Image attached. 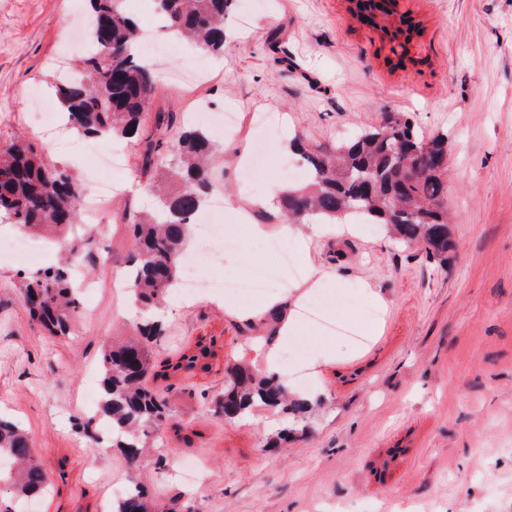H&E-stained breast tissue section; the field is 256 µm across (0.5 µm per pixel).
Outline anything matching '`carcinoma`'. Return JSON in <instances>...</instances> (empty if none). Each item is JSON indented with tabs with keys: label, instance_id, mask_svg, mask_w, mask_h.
Returning a JSON list of instances; mask_svg holds the SVG:
<instances>
[{
	"label": "carcinoma",
	"instance_id": "cac0c4a2",
	"mask_svg": "<svg viewBox=\"0 0 512 512\" xmlns=\"http://www.w3.org/2000/svg\"><path fill=\"white\" fill-rule=\"evenodd\" d=\"M167 38L190 39L200 49L224 50V14L229 0H153ZM90 24L98 33L80 59L73 79L56 85V97L67 126L89 138L125 137L137 133L149 108L156 75L138 52L141 30L127 14L122 0H89ZM393 38L410 42L417 25L393 11L379 27ZM309 180L301 189L281 192L280 218L302 223L310 218L336 221L353 216L390 227L397 240L423 249L445 265L455 248L448 222V135L427 138L413 117L387 112L377 127L361 131L332 151L306 148L296 142ZM212 133L202 124H187L179 136L173 159L161 161L159 144L146 141L142 169L155 207L129 220L135 252L129 259L132 275L129 300L149 309L159 306L180 279V262L190 218L203 210L209 197L224 191L209 176L207 162L214 152ZM83 189L69 169L53 163L34 143L13 141L0 146V217L25 231H68L81 223ZM95 258L90 236L72 241L65 262ZM23 300L30 317L49 333H69L78 301L65 270L46 268L27 278ZM137 338L118 346H104L103 378L94 418L77 425L88 438L93 422L110 426L115 447L138 461L141 444L135 431L150 433L170 416L171 409L144 384L148 376H164L177 366L152 359L149 343L161 335V325L147 319L136 326ZM256 405L281 409L293 420L305 418L312 404L288 397L284 384L265 378L247 366L225 370L224 393L213 413L238 420ZM0 480L26 498L47 489V476L29 433L0 420ZM111 512H177L175 502L159 507L147 499L137 483L116 501Z\"/></svg>",
	"mask_w": 512,
	"mask_h": 512
}]
</instances>
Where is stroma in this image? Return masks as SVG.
Returning a JSON list of instances; mask_svg holds the SVG:
<instances>
[{
    "label": "stroma",
    "instance_id": "stroma-1",
    "mask_svg": "<svg viewBox=\"0 0 512 512\" xmlns=\"http://www.w3.org/2000/svg\"><path fill=\"white\" fill-rule=\"evenodd\" d=\"M250 2L228 8L212 78L158 80L139 135L113 141L126 158L123 192L92 227L99 250L119 262L132 250L125 217L151 204L141 167L156 113H173V145L179 120L202 102L237 114L215 165L229 220L250 200L238 154L259 116L280 119L282 159L294 138L330 148L383 113H412L425 135L448 136L456 251L442 267L370 224L316 237L291 225L298 271H281L280 295L295 296L317 269L325 290L351 300L327 317L357 339L333 337L335 362L309 370L320 402L278 448L281 410L257 406L228 422L205 404L228 365L278 344L275 322L220 299L167 298L153 354L174 359L212 336L215 354L207 371L152 381L174 408L161 426L166 452L133 464L107 428L93 441L76 425L96 412L84 393L99 385L105 343L127 336L142 311L113 288V270L86 264L69 335L49 336L20 300L24 272L0 264V414L29 432L53 486L32 512H109L111 490L133 479L156 503L177 499L179 512H512V0H398L419 26L403 69L386 63L388 38L362 25L350 0H259L253 12ZM85 11V0H0V143L27 137L87 186L77 135L47 140L32 119L57 75L75 68L59 54L78 45Z\"/></svg>",
    "mask_w": 512,
    "mask_h": 512
}]
</instances>
